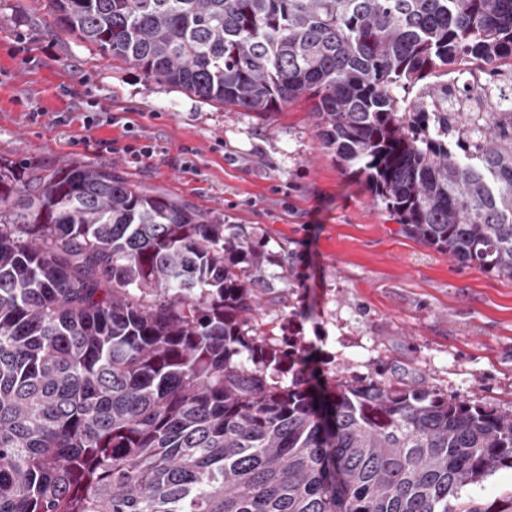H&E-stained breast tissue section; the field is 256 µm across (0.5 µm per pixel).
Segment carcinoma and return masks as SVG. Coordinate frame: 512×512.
Wrapping results in <instances>:
<instances>
[{
    "instance_id": "carcinoma-1",
    "label": "carcinoma",
    "mask_w": 512,
    "mask_h": 512,
    "mask_svg": "<svg viewBox=\"0 0 512 512\" xmlns=\"http://www.w3.org/2000/svg\"><path fill=\"white\" fill-rule=\"evenodd\" d=\"M49 3L200 99L312 101L407 234L512 277V0ZM265 262L243 225L108 169L0 164V512H490L460 491L512 468V412L310 386L297 342L248 334Z\"/></svg>"
}]
</instances>
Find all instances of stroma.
I'll return each mask as SVG.
<instances>
[{
  "label": "stroma",
  "mask_w": 512,
  "mask_h": 512,
  "mask_svg": "<svg viewBox=\"0 0 512 512\" xmlns=\"http://www.w3.org/2000/svg\"><path fill=\"white\" fill-rule=\"evenodd\" d=\"M143 143L155 152L142 162L123 151ZM0 160L109 168L245 225L272 258L249 333L298 337L316 384L418 380L512 412V278L406 235L337 164L310 103L258 114L205 101L102 56L48 0H0ZM510 497L506 467L461 492L484 507Z\"/></svg>",
  "instance_id": "35a3bbf8"
}]
</instances>
